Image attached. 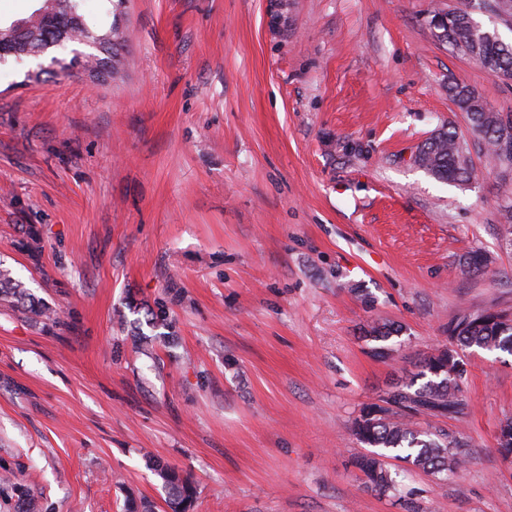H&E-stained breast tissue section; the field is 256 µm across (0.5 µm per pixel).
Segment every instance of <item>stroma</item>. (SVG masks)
<instances>
[{
  "label": "stroma",
  "mask_w": 512,
  "mask_h": 512,
  "mask_svg": "<svg viewBox=\"0 0 512 512\" xmlns=\"http://www.w3.org/2000/svg\"><path fill=\"white\" fill-rule=\"evenodd\" d=\"M459 4L127 0L119 74L0 65V266L56 314L0 303V512L19 487L42 512H169L159 460L191 512H512L499 351L468 350L464 410L434 422L469 444L457 475L408 472L405 502L350 464L359 407L463 309L512 313V171L448 96L512 115V80L438 39ZM448 127L463 183L412 162ZM376 321L402 325L398 362L368 353ZM156 474L168 487V507L171 512H187L196 495L195 486L182 478L171 466L156 462Z\"/></svg>",
  "instance_id": "35a3bbf8"
}]
</instances>
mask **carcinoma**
<instances>
[{"instance_id":"1","label":"carcinoma","mask_w":512,"mask_h":512,"mask_svg":"<svg viewBox=\"0 0 512 512\" xmlns=\"http://www.w3.org/2000/svg\"><path fill=\"white\" fill-rule=\"evenodd\" d=\"M448 17L451 27L443 42L476 60L491 75L512 79V43L479 27L463 8L448 10ZM21 23L27 28L22 38L35 37L36 51L23 54L25 58H38L68 41L79 43L83 36L77 0H43L41 7ZM106 35L112 40L99 42L89 53L72 50L73 56L67 64L54 57L51 61L57 62L63 72L76 66L88 70L107 67L116 74L121 66L124 31L115 21ZM448 94L467 114L472 132L483 141L495 166L512 168V119L487 111L481 98L465 86L457 85ZM420 167L448 182L466 181L471 175L467 149L450 129L435 134L420 147ZM0 300L17 308H28L35 316L48 321L54 316L52 311L36 306L23 283L14 279L7 269H0ZM401 332L399 324L377 322L366 330L364 341L370 343L374 356L391 359L395 349L389 341ZM473 347L512 353V314L492 308L462 312L448 325V344L415 362L414 369L390 384L378 401L362 405L351 421L350 430L368 451L355 456L351 465L359 472L366 489L380 495L396 490L390 459L439 479L456 474L466 463L465 441L450 439L447 433L431 426L422 427L413 418L462 413L461 383L467 369H459L466 365L461 351ZM496 445L500 454H512V418L500 423ZM155 471L168 487L170 512H188L196 495L195 486L180 478L167 464L156 463Z\"/></svg>"}]
</instances>
